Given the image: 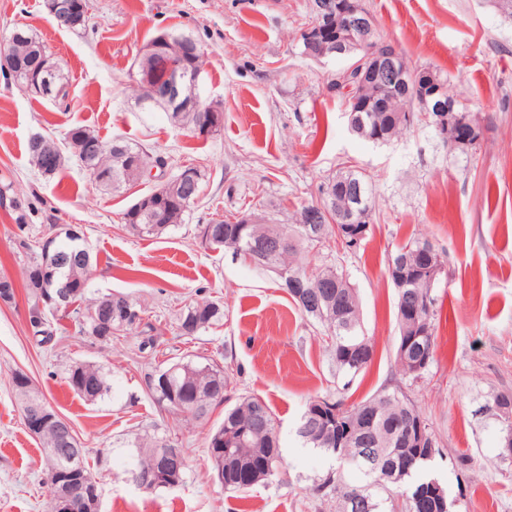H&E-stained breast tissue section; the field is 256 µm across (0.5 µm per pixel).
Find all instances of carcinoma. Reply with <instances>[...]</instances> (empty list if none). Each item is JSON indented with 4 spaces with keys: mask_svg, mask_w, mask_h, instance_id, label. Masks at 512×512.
<instances>
[{
    "mask_svg": "<svg viewBox=\"0 0 512 512\" xmlns=\"http://www.w3.org/2000/svg\"><path fill=\"white\" fill-rule=\"evenodd\" d=\"M21 44L15 67L21 73L38 69L42 64L39 39L27 30H19ZM361 113L363 121L350 124L358 137L374 143H388L411 128L421 107L411 90L387 88L375 84L365 93ZM100 141L98 155L79 154L76 160L104 187L115 192L142 179L153 167L158 155L151 149L131 145L119 137L101 138L85 126L74 125L66 132L65 141H78L84 136ZM60 152L57 141L42 137L39 148L27 146L31 164L43 171L47 156ZM320 200L301 207L289 224H276L266 217L251 222V215L210 219L198 225L197 237L204 240L211 223H216V241L209 243L214 250L228 249L263 271L273 273L287 294L306 316L326 327V343L336 364V374L347 378L348 387L365 372L374 356V345L361 329L360 303L346 275L334 266L312 268L302 255L301 246H321L330 241L339 243L345 251L360 247L363 239H350L340 234L331 223L338 212H351L357 222L366 227L372 219V188L364 176L355 170L341 171L319 187ZM180 191L169 190L161 197L156 190L139 196L123 213L125 224L142 237H155L168 228L183 223L191 205L181 206ZM288 238V247L276 249L282 238ZM20 247L30 254V265L23 277V288L31 298L30 322L40 342L48 343L53 329L44 328L47 315L58 309L48 302L50 286L55 280L69 284L68 303L75 305L74 314L84 333L98 341L110 344L120 333L135 330L144 336L139 351L155 348L157 328L147 321L141 304L121 293L88 296L94 276V260L83 238H66L52 251L60 255L61 264L54 276L45 277L41 254L33 251L28 240ZM445 264V257L426 238L417 237L396 247L388 255V279L396 293V320L399 336L396 344V364L400 380L385 387L369 399L347 405L344 400L316 397L306 404L300 418L298 435L304 445L341 459L344 467L354 474H329L317 481L312 491L320 497H334L340 512H451L454 503L443 490L446 510L430 502L414 511L409 500L424 484L434 480L430 475L433 458L420 453L416 424L423 425L425 441L435 440L429 424L415 402L403 390L402 381H415L424 374L433 360L435 345V317L438 299L434 295L436 281L429 275L430 259ZM224 320V307L212 300L202 299L181 309L178 318L180 335L187 338L219 324ZM418 327L424 335L408 349L404 343ZM13 389L22 409L37 406L45 409L53 420L41 429L38 439L43 449L51 496L45 512H57V484L67 477L82 474L93 476L86 465L85 449L72 426L59 416L33 386L22 371L11 377ZM71 389L81 398L95 402L110 391L107 374L93 363H76L67 373ZM149 397L162 410L185 423H199L219 406H224L223 421L207 437L208 457L212 469H224V490L245 495L254 487L266 485L277 478L281 467L280 448L276 434V419L264 400L255 395H243L230 406L215 397L230 388V379L217 364L192 361L171 362L156 368L145 376ZM324 403L342 415L348 433L336 440L334 446L321 441L328 421L312 412V406ZM178 440L158 437L149 432L137 437L132 466L138 472L154 470L161 448H176ZM227 448L224 456L215 453ZM362 490L355 505L349 504L351 491Z\"/></svg>",
    "mask_w": 512,
    "mask_h": 512,
    "instance_id": "obj_1",
    "label": "carcinoma"
}]
</instances>
